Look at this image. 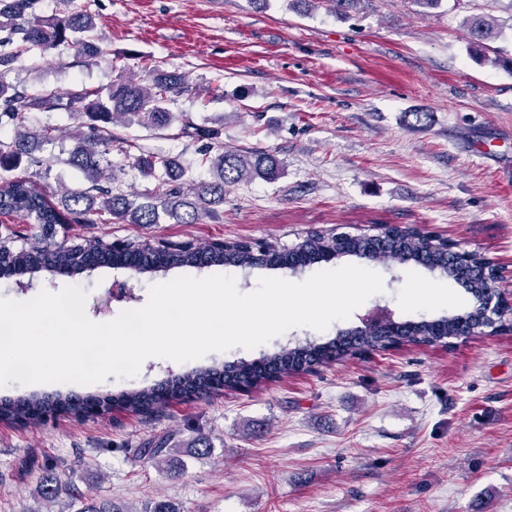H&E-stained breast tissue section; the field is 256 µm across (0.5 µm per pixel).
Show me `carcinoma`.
I'll list each match as a JSON object with an SVG mask.
<instances>
[{
    "instance_id": "1",
    "label": "carcinoma",
    "mask_w": 512,
    "mask_h": 512,
    "mask_svg": "<svg viewBox=\"0 0 512 512\" xmlns=\"http://www.w3.org/2000/svg\"><path fill=\"white\" fill-rule=\"evenodd\" d=\"M35 0H0V29L18 36L19 45L10 52L0 53V128L9 127L10 141H0V172L41 168L45 159L36 154L37 148L56 138L54 126H30L27 113L33 109L44 112H64L80 120L82 131L66 162L78 169L85 186L67 190L58 206L50 202L28 178H14L0 186V213L17 214L40 225V238L33 241L18 237L20 247L11 240L0 242V269L20 273L46 271L75 276L94 267L120 262L133 265L142 272H157L171 268L224 266L261 268L288 266L292 269L309 266L325 258L335 249L339 257L352 256L365 262L392 261L400 264L414 261L430 270H438L465 284L472 297H478L483 275L472 264H462L448 255L444 246L431 244L415 231H396L383 239L369 236H348L335 244L322 234L311 232L295 246L299 262L288 264V252L275 243L248 242L190 245L177 251L154 247L147 240L131 239L120 250L112 249L98 237L80 242L55 241L58 224H96L108 215L120 224H195L214 215L224 205L226 186L244 178L260 177L272 180L280 174L276 158L258 152L226 148L210 144L204 153L209 177L189 174V167L176 157H157L141 153L133 157L131 167L145 179L157 181L145 201L136 202L124 191L114 187L115 165L112 148L122 150L124 138L112 131L118 124L137 123L157 129L184 122V130L192 128L181 115L172 112V98L189 90L184 76L156 69L147 76H122L101 90L69 89L62 93L36 94L8 80L20 57L34 49L42 53L61 46L74 48L78 55L94 59L102 55L95 18L81 9L67 8L66 14L49 19L34 13ZM471 38L483 42L492 35L491 24L481 16L468 22ZM472 312L441 318L436 322L420 321L413 330L395 336H367L361 343L382 347L384 341L404 343L414 337L423 345H433L443 336L464 331L465 320ZM338 342L313 341L282 347L260 361H238L222 368L192 370L158 385L156 388L125 392L118 403L131 413L138 414L154 405L171 399L200 394L208 389L240 386L258 387L267 381V369L282 374L305 364H324L337 360ZM80 411L83 401L68 396H38L0 400V419L27 417L33 421L56 408ZM175 452L167 436H158L137 449L140 458L159 465ZM36 494L46 503L62 498L79 504L76 512H126L107 499L97 500L78 489L72 481L63 482L53 471L44 472L37 480Z\"/></svg>"
}]
</instances>
